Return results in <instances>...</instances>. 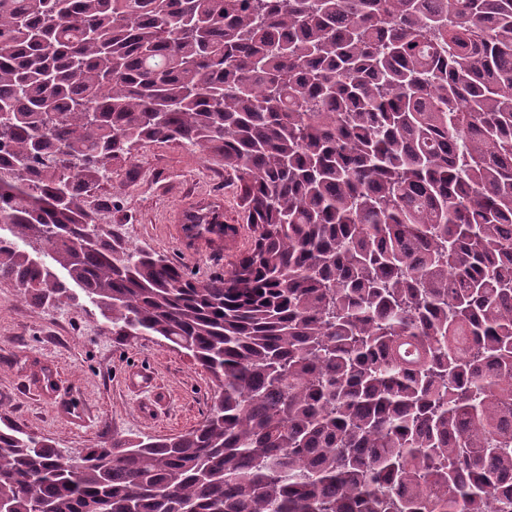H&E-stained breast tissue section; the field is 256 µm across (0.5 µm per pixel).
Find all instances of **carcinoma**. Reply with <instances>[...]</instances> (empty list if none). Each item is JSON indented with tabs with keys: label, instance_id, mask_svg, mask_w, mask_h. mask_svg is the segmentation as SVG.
<instances>
[{
	"label": "carcinoma",
	"instance_id": "cac0c4a2",
	"mask_svg": "<svg viewBox=\"0 0 512 512\" xmlns=\"http://www.w3.org/2000/svg\"><path fill=\"white\" fill-rule=\"evenodd\" d=\"M5 113L0 281L215 389L76 457L0 417V512H512V0H0ZM153 142L234 175L230 273L102 217Z\"/></svg>",
	"mask_w": 512,
	"mask_h": 512
}]
</instances>
